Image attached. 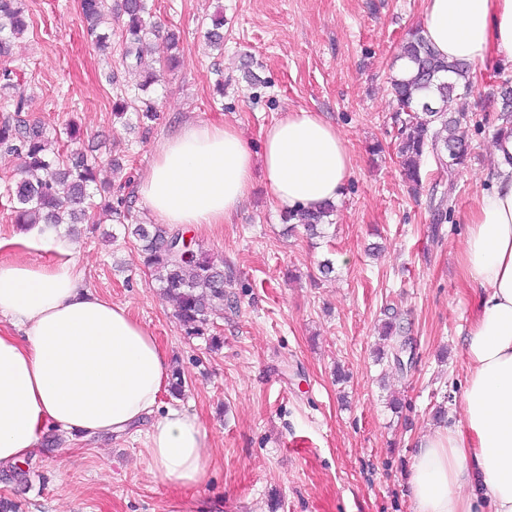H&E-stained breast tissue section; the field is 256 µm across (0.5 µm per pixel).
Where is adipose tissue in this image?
I'll return each instance as SVG.
<instances>
[{"mask_svg":"<svg viewBox=\"0 0 512 512\" xmlns=\"http://www.w3.org/2000/svg\"><path fill=\"white\" fill-rule=\"evenodd\" d=\"M422 28L448 62L478 79L512 61V0H422ZM254 157L236 126L189 122L162 140L137 193L165 224L232 223L253 188L255 162L281 211L339 199L353 175L346 143L321 114L288 110L261 132ZM466 222L463 283L477 301L465 340L456 425L435 428L412 458L413 512H512V134ZM9 243L55 252L48 265L0 260V465L35 453L49 428L91 439L149 423L152 470L182 487L205 478L206 432L197 416H156L169 377L165 351L129 313L88 288L72 247L29 231ZM7 241L0 239V248Z\"/></svg>","mask_w":512,"mask_h":512,"instance_id":"adipose-tissue-1","label":"adipose tissue"}]
</instances>
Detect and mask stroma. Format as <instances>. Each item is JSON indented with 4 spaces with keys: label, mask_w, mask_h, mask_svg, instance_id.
<instances>
[{
    "label": "stroma",
    "mask_w": 512,
    "mask_h": 512,
    "mask_svg": "<svg viewBox=\"0 0 512 512\" xmlns=\"http://www.w3.org/2000/svg\"><path fill=\"white\" fill-rule=\"evenodd\" d=\"M24 11L11 58L29 85L25 119L74 123L79 148L101 158L98 186L137 222L155 221L139 179L190 121L234 124L257 152L264 126L311 109L346 140L354 174L322 237L287 232L259 175L234 223L188 228L224 271V310L204 336L186 334L122 225L103 214L81 225L70 242L87 285L127 306L180 370L181 396L162 393L159 408L198 417L207 474L189 489L159 478L141 432L61 437L30 458L26 486L0 467V496L20 512H412V454L436 407L459 412L475 305L460 278L463 217L495 166L491 128L469 130L471 160L438 231L432 178L416 193L402 180L388 86L421 0H155L160 29L180 36L178 63L144 94L122 66L125 19L108 16L101 51L83 35L79 0H25ZM219 12L220 52L204 36ZM120 94L146 95L156 120L115 118ZM327 259L335 271L319 277ZM393 311L416 347L405 373L374 361Z\"/></svg>",
    "instance_id": "35a3bbf8"
}]
</instances>
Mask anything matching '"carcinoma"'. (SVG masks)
Here are the masks:
<instances>
[{
    "label": "carcinoma",
    "mask_w": 512,
    "mask_h": 512,
    "mask_svg": "<svg viewBox=\"0 0 512 512\" xmlns=\"http://www.w3.org/2000/svg\"><path fill=\"white\" fill-rule=\"evenodd\" d=\"M86 21V35L101 49L108 47L111 34L100 29L108 12V0H79ZM119 8L128 21L125 29L124 59L129 66L138 65L146 38L153 32L149 0H120ZM27 30L22 0H0V58L9 55V48ZM207 39L216 48L224 45V16L217 14L207 30ZM177 49L175 35L164 38L159 59L162 66L172 69ZM397 60L412 64L406 76L390 77V94L395 103L393 122L396 128V150L402 175L410 190L416 192L426 175V165L432 159L436 165L435 185H453L456 171L468 161L466 128L472 117L466 112H453L448 103L460 98L457 83L444 79L453 73L466 77L465 62L450 63L441 57L422 35L419 27L412 28L403 39ZM500 62L489 68L493 79L492 92L484 97L486 108L498 113L503 125L493 137L512 132V75ZM24 74L7 65L0 66V93L3 107L11 109L15 119L0 123V152L21 160V178L7 188L13 202L16 224L43 225L51 230L62 224H82L94 219L97 204L96 161L80 149L70 147L77 141L75 128L67 130L68 143L55 150L48 145V135L41 122L30 123L20 118L25 111L27 96ZM434 227L448 222V191L430 198ZM334 212L327 203L318 211L297 209L285 214V222L301 225L313 236L320 233L325 219ZM132 234L141 242L143 265L164 271L160 279L165 294L178 304V319L186 333L201 336L206 331L211 314L224 310V271L211 264L202 252L183 247L182 231L163 224H136ZM383 337L390 340L385 357L394 368L410 366L408 356L398 359L408 337L391 317L384 323Z\"/></svg>",
    "instance_id": "cac0c4a2"
}]
</instances>
